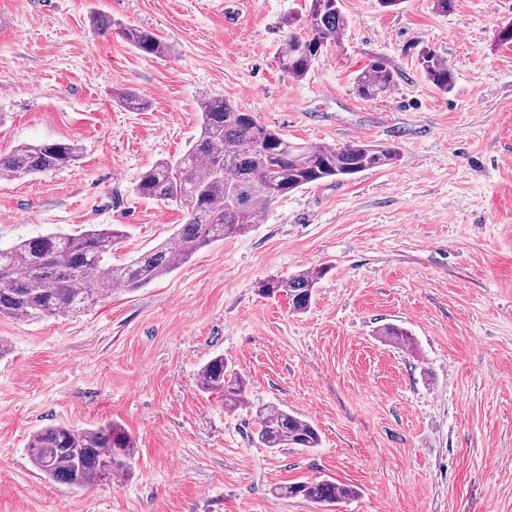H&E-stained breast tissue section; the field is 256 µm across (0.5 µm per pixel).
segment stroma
<instances>
[{
  "label": "stroma",
  "mask_w": 512,
  "mask_h": 512,
  "mask_svg": "<svg viewBox=\"0 0 512 512\" xmlns=\"http://www.w3.org/2000/svg\"><path fill=\"white\" fill-rule=\"evenodd\" d=\"M303 0H0V154L74 140L76 164L0 180V248L46 232L118 224L113 258L173 237L187 209L136 196L156 162L197 136L202 94L295 142L395 143V166L280 198L265 223L201 249L171 274L73 316L0 318V512H316L274 494L305 478L357 487L334 512H512V0H341L349 26L310 74L276 64ZM152 30L143 56L89 23ZM455 71L443 93L423 48ZM396 88L353 91L371 55ZM127 90L148 107L131 112ZM330 270L303 313L259 280ZM394 324L407 352L377 331ZM256 404L291 410L314 449L259 447L252 415L198 382L215 355ZM113 421L135 437L134 475L72 489L32 465L47 424Z\"/></svg>",
  "instance_id": "1"
}]
</instances>
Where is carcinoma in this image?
Listing matches in <instances>:
<instances>
[{
    "instance_id": "cac0c4a2",
    "label": "carcinoma",
    "mask_w": 512,
    "mask_h": 512,
    "mask_svg": "<svg viewBox=\"0 0 512 512\" xmlns=\"http://www.w3.org/2000/svg\"><path fill=\"white\" fill-rule=\"evenodd\" d=\"M304 9L305 17H288V37L277 50L278 67L298 80L309 75L348 26L340 0H307ZM119 33L145 56L168 53L165 42L150 30L121 28ZM419 65L437 90H451L454 70L436 51L424 50ZM396 82V72L377 54L355 77L353 90L363 100H374L387 95ZM197 106L200 132L195 142L179 158L155 163L134 186L141 198L186 206L187 221L174 241L114 263L112 248L123 231L115 224H95L76 233L49 232L0 248V317L39 321L81 313L115 291H134L171 273L216 241L249 232L264 220L262 207L290 192L390 166L401 156L394 143L333 147L292 142L221 97L203 96ZM80 154V145L69 140L20 144L0 155V176L56 172L73 165ZM327 273L326 265L307 267L286 278H264L256 288L264 297L286 296L292 311L302 313ZM379 335L398 348H414L413 337L403 328L388 325ZM199 382L203 390L222 395L228 413L249 405L245 376L222 354L202 366ZM254 422L256 441L265 448L320 446L317 429L296 413L262 406L256 409ZM27 451L46 479L80 489L130 477L137 448L125 428L110 422L92 428L46 425L30 436ZM274 493L320 508L358 495L355 486L331 480L280 484Z\"/></svg>"
}]
</instances>
